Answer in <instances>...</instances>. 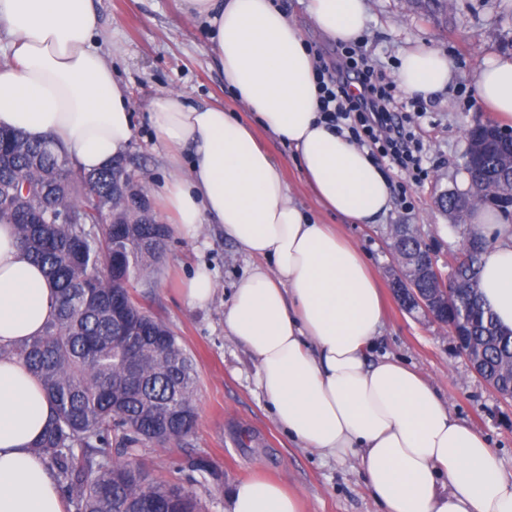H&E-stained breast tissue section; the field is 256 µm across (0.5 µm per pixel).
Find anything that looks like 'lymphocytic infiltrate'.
Returning <instances> with one entry per match:
<instances>
[{
	"instance_id": "f902f5d3",
	"label": "lymphocytic infiltrate",
	"mask_w": 512,
	"mask_h": 512,
	"mask_svg": "<svg viewBox=\"0 0 512 512\" xmlns=\"http://www.w3.org/2000/svg\"><path fill=\"white\" fill-rule=\"evenodd\" d=\"M317 60L321 110L329 122L345 127L359 145L390 165L420 171L423 158L415 135L394 119L397 103L373 70L350 56L339 61L321 54Z\"/></svg>"
}]
</instances>
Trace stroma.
I'll use <instances>...</instances> for the list:
<instances>
[{
  "instance_id": "obj_1",
  "label": "stroma",
  "mask_w": 512,
  "mask_h": 512,
  "mask_svg": "<svg viewBox=\"0 0 512 512\" xmlns=\"http://www.w3.org/2000/svg\"><path fill=\"white\" fill-rule=\"evenodd\" d=\"M367 6L365 32L354 49L388 78H397L402 54L419 46L439 49L455 63L443 91L414 101L422 113L416 131L426 153L420 180L381 163L392 190V208L378 223L355 224L318 204L286 146L264 132L259 140L282 165L297 205L335 225L374 269L383 292L384 325L372 357L398 358L427 376L447 399L452 415L485 436L500 468L511 474L512 404L502 402L471 372L446 328L399 305L390 274L396 225H407L442 264L463 242L455 216L441 211L435 197L443 190H459L466 133L492 119L475 94L476 69L488 53L512 54V0H448L447 10L435 16L417 0H367ZM94 7L100 18V46L114 77L127 90L134 115L128 168L145 184L155 219L169 223L159 192L171 168L148 121L149 102L176 91L192 105L220 104L245 122L252 116L225 87L208 48V33L202 21L185 11L183 0H94ZM252 265V258L226 240L219 225H204L196 238L170 237L150 287H137L136 292L197 363V424L176 444L130 451L113 445V459L134 461L153 479L188 488L203 512H224L234 485L255 474L286 481L300 496L304 512H379L356 461L304 448L275 422L255 384L253 358L226 336L224 305ZM200 267L209 270L217 291L209 305L191 308L182 290ZM201 462L206 470H198Z\"/></svg>"
}]
</instances>
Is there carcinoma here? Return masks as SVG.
Instances as JSON below:
<instances>
[{
  "label": "carcinoma",
  "mask_w": 512,
  "mask_h": 512,
  "mask_svg": "<svg viewBox=\"0 0 512 512\" xmlns=\"http://www.w3.org/2000/svg\"><path fill=\"white\" fill-rule=\"evenodd\" d=\"M500 148L485 153L483 171L466 168L485 188L512 193V171L499 167ZM0 224L16 226L25 254L57 289L54 317L42 335L0 347L39 380L54 415L37 442L42 459L74 512H199L193 492L149 478L143 468L112 460V434L125 448L165 446L189 436L196 422L197 364L178 336L150 314L131 289L147 284L163 258L169 229L149 207H132L114 224L112 167L73 172L50 141L0 132ZM471 195L450 194L459 219ZM68 211L70 224H32V206ZM486 242L465 236L449 268L452 292L443 318L462 325L483 348L484 374L512 385V330L499 324L480 292Z\"/></svg>",
  "instance_id": "cac0c4a2"
}]
</instances>
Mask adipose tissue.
Here are the masks:
<instances>
[{
  "label": "adipose tissue",
  "mask_w": 512,
  "mask_h": 512,
  "mask_svg": "<svg viewBox=\"0 0 512 512\" xmlns=\"http://www.w3.org/2000/svg\"><path fill=\"white\" fill-rule=\"evenodd\" d=\"M207 25L224 84L253 116L188 104L167 92L148 107L171 152L165 209L182 233L220 225L256 263L224 309V330L256 365L274 419L303 447L356 459L382 512H512V475L482 434L455 418L430 380L400 361L370 360L382 330L377 280L360 251L292 198L282 167L256 129L288 145L325 209L359 224L392 207L391 187L369 151L321 112L317 58L274 0H184ZM309 17L349 44L365 31V0H309ZM93 0H0V128L53 140L91 172L122 157L134 136L129 101L95 40ZM445 52L404 53L400 88L428 97L451 81ZM481 105L512 121V55L491 54L477 72ZM472 232L490 240L481 295L512 328V220L473 209ZM56 290L0 224V345L43 332ZM53 408L16 358L0 357V512H66L34 446ZM225 512H301L288 486L261 476L235 484Z\"/></svg>",
  "instance_id": "1"
}]
</instances>
